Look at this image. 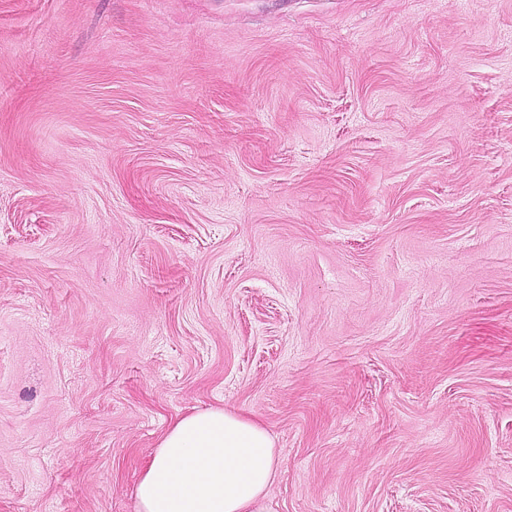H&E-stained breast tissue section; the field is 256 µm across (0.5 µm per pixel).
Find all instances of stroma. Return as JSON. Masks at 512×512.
<instances>
[{
	"mask_svg": "<svg viewBox=\"0 0 512 512\" xmlns=\"http://www.w3.org/2000/svg\"><path fill=\"white\" fill-rule=\"evenodd\" d=\"M218 405L266 512H512V0H0V512Z\"/></svg>",
	"mask_w": 512,
	"mask_h": 512,
	"instance_id": "35a3bbf8",
	"label": "stroma"
}]
</instances>
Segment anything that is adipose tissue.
Segmentation results:
<instances>
[{
    "instance_id": "obj_1",
    "label": "adipose tissue",
    "mask_w": 512,
    "mask_h": 512,
    "mask_svg": "<svg viewBox=\"0 0 512 512\" xmlns=\"http://www.w3.org/2000/svg\"><path fill=\"white\" fill-rule=\"evenodd\" d=\"M278 473L275 441L257 420L224 406L178 416L143 472L139 512H266Z\"/></svg>"
}]
</instances>
